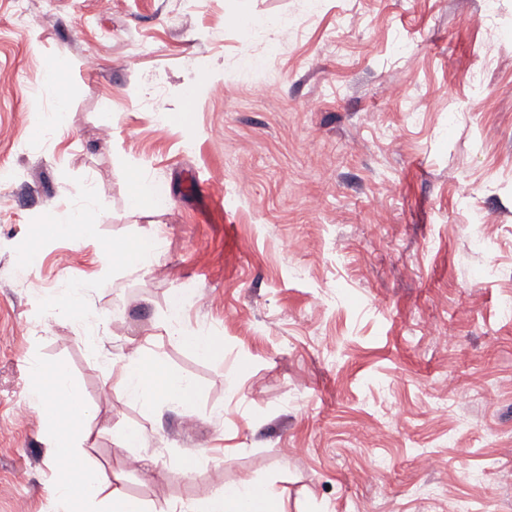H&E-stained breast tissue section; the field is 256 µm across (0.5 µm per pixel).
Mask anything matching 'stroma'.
<instances>
[{"label": "stroma", "mask_w": 512, "mask_h": 512, "mask_svg": "<svg viewBox=\"0 0 512 512\" xmlns=\"http://www.w3.org/2000/svg\"><path fill=\"white\" fill-rule=\"evenodd\" d=\"M486 2L0 0V512L63 508L16 414L55 361L94 408L85 459L151 512L255 477L283 512H512V0ZM139 179L166 203L132 205ZM88 186L82 242L42 236ZM159 230L137 276L103 262ZM73 282L83 321L123 310L97 345L47 310ZM191 293L211 359L161 335ZM150 335L193 430L124 394Z\"/></svg>", "instance_id": "35a3bbf8"}]
</instances>
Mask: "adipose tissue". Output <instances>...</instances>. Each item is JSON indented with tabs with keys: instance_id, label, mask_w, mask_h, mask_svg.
Returning <instances> with one entry per match:
<instances>
[{
	"instance_id": "obj_1",
	"label": "adipose tissue",
	"mask_w": 512,
	"mask_h": 512,
	"mask_svg": "<svg viewBox=\"0 0 512 512\" xmlns=\"http://www.w3.org/2000/svg\"><path fill=\"white\" fill-rule=\"evenodd\" d=\"M184 315L181 297H172L163 322L166 334L190 341L196 352L209 358L221 350L218 337L205 332L187 336L175 325ZM39 385L27 394L30 406L39 409L51 438L48 466L57 492L68 505L67 512H84L89 503L102 505L103 512H150L148 506L131 499L103 468L84 462L78 452L79 425L91 413L80 386L64 363L38 366ZM124 393L148 411L160 406L190 410L197 394L189 378L170 372L156 356L133 353L124 367ZM169 512H280L271 482L254 478L241 481L233 490L217 487L199 502L172 504Z\"/></svg>"
}]
</instances>
